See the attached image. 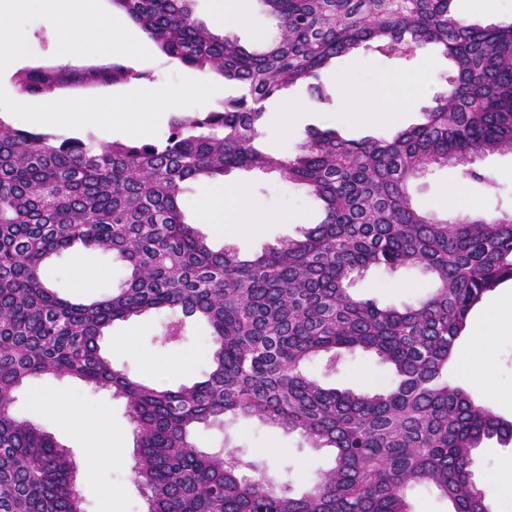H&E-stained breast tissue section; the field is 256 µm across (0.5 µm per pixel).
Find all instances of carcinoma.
I'll list each match as a JSON object with an SVG mask.
<instances>
[{"label":"carcinoma","instance_id":"1","mask_svg":"<svg viewBox=\"0 0 512 512\" xmlns=\"http://www.w3.org/2000/svg\"><path fill=\"white\" fill-rule=\"evenodd\" d=\"M169 58L235 82L222 108L178 113L162 141L97 147L79 137L0 119V512H86L70 451L18 417L28 379H78L126 400L134 425V480L147 512H410L406 490L435 488L452 512H491L474 479L475 450L512 442L506 420L448 383L458 338L484 295L512 280V213L440 218L418 210L408 186L435 165L471 168L512 151V21L482 26L455 0H258L276 33L255 51L209 31L193 0H111ZM454 65L424 122L388 137L313 131L292 154L260 149L264 103L305 83L327 99L319 72L360 50L409 62L428 46ZM94 68H23V95L143 77L120 62ZM234 169L303 184L322 219L302 237L244 257L215 251L180 207L190 180ZM79 245L111 251L129 274L112 295L79 301L43 279V266ZM420 269L435 282L402 307L349 292L371 269ZM155 312L159 344L210 329L204 379L175 389L112 367L100 341L116 321ZM369 353L393 375L384 391L326 387L303 371L327 356ZM299 432L333 452L330 469L299 494L276 488L238 449L193 444L199 426L238 418Z\"/></svg>","mask_w":512,"mask_h":512}]
</instances>
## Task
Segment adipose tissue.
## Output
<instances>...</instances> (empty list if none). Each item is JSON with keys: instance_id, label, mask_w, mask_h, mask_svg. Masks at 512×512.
I'll use <instances>...</instances> for the list:
<instances>
[{"instance_id": "adipose-tissue-1", "label": "adipose tissue", "mask_w": 512, "mask_h": 512, "mask_svg": "<svg viewBox=\"0 0 512 512\" xmlns=\"http://www.w3.org/2000/svg\"><path fill=\"white\" fill-rule=\"evenodd\" d=\"M100 0H0V45L10 46L13 39L11 16L20 10L35 11L45 16L57 42L69 50L84 47L98 39L112 40L118 49L130 52L134 45L115 28L109 15L101 11ZM20 112L32 111L34 119L46 127L96 121L101 113L94 104L74 110L72 104L58 98L41 100L37 110H30L27 98L16 100ZM240 213L243 223L259 224L255 205L248 199V191L239 182L225 183L218 194L199 203L198 213L203 223L212 226L217 234H224V215L228 211Z\"/></svg>"}]
</instances>
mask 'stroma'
Returning <instances> with one entry per match:
<instances>
[{
    "label": "stroma",
    "instance_id": "stroma-1",
    "mask_svg": "<svg viewBox=\"0 0 512 512\" xmlns=\"http://www.w3.org/2000/svg\"><path fill=\"white\" fill-rule=\"evenodd\" d=\"M457 12L469 23L488 25L512 20V0H457ZM242 20L230 33L246 50L257 46V33H269L271 21L258 0H242ZM12 50L0 51V60H12L15 69L27 66L56 65L58 46L47 21L37 13L20 11L12 17ZM126 65L142 72L143 77L126 84L100 87H80L63 92V99L73 105L94 103L109 116L108 121L85 123L58 128L61 136H78L97 146L118 141L130 143L138 138L139 116L129 108L130 99L151 101L161 86L182 90L176 109H159L148 133L149 139L166 138L175 112H205L220 108L225 96L235 94V87L222 80L187 68L162 54L151 40H144L137 52L125 57ZM453 66L434 52L420 54L409 63L389 61L368 52L346 57L343 64L322 71L320 81L330 95L327 103L313 107L308 103L305 86L288 87L269 99L264 115L266 145L270 150L292 153L306 141L311 129L333 128L343 137H383L396 130L421 123V107L432 105L433 98L446 88L445 78L452 75ZM349 89L379 85L396 99L404 95L418 98L420 107L413 111L397 109L390 116L367 115L355 122L349 117L339 84ZM475 166L489 176V183L474 182L463 177L460 166L448 164L432 168L424 177L414 181L411 193L422 210L439 215L450 214L449 198L458 205L493 216L498 211L512 208V153L494 152L477 159ZM230 180L243 182L250 199L269 217L259 226L240 224L234 212H227L224 220L232 225L230 235L213 234L210 225L200 223L197 203L214 193L216 183L196 181L188 183L181 198V208L190 222L196 223L213 248L232 247L244 255L259 254L269 246L288 238L300 237L302 230L317 220L319 204L300 184L282 182L278 175L256 170L235 169ZM80 252L71 249L54 257L43 268L45 281L63 294L95 298L111 295L119 288L128 273L125 263L111 253L101 252L92 259V269L84 281H77L74 266ZM428 277L416 269L395 272L373 270L357 279L350 292L357 298H370L382 306H402L428 293ZM188 336L176 346H160L155 341L159 318L153 314L140 316L132 322H114L107 331L102 347L113 366L136 374L142 381L176 387L202 379L211 345L207 326L188 318ZM135 331L139 354L130 353L120 338L127 331ZM488 353L490 395L484 400L497 415L512 419V335H502L499 328L489 327L483 337ZM191 358L190 371H183L179 363ZM323 359L309 362L307 374L324 377L328 386L336 388H364L378 391L391 381L390 370L376 359L358 353L346 357L340 370L324 375ZM37 392L61 394L70 401L76 414L61 421L43 411L33 402ZM15 413L51 432L65 445L79 472L76 489L86 502L88 512H147V503L133 482L129 464L134 456L133 445L113 443L109 448H96L82 439V431L92 428L100 418H107L114 432L129 433L133 426L126 412L124 399L112 397L106 390H97L71 378L43 375L31 378L17 393L13 404ZM197 448L217 452L227 447L241 448L249 460L263 462L268 475L278 483L290 484L295 490L306 488L319 471L330 465L328 455L311 448L299 433H290L281 427L255 420H239L225 428L206 427L194 435ZM94 454L97 463L92 473L82 470L86 454ZM116 454L125 455L126 463L113 462ZM512 469V448L490 440L478 451L475 480L492 505L493 512H512V502L501 499L492 475Z\"/></svg>",
    "mask_w": 512,
    "mask_h": 512
}]
</instances>
